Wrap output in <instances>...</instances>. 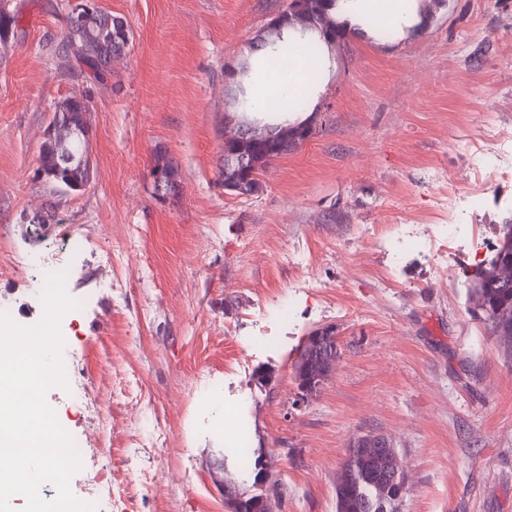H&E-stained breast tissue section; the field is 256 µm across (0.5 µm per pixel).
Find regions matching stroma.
<instances>
[{
	"label": "stroma",
	"mask_w": 512,
	"mask_h": 512,
	"mask_svg": "<svg viewBox=\"0 0 512 512\" xmlns=\"http://www.w3.org/2000/svg\"><path fill=\"white\" fill-rule=\"evenodd\" d=\"M71 0H11L0 41V310L39 321L33 259L70 273L76 309L61 321L99 409L49 390L61 426L85 441L70 487L90 472L126 479L104 512H227L213 474L226 460L255 493L258 453L275 462L280 512H336L348 446L381 435L407 474L401 512H512V347L494 336L471 293L475 243L449 242L441 199L464 193V161L487 127L512 133V0H416L426 26L349 21L325 49L299 112L314 135L270 161L261 189H219L226 120L286 0H100L127 22L130 46L96 78L61 69L52 49ZM245 65L240 84L227 63ZM89 104L93 176L78 192L39 178L37 157L57 101ZM177 165L179 197L155 200L156 149ZM483 202L466 221L498 242L512 224V177L481 173ZM59 223L34 236L47 202ZM374 224L387 233L370 234ZM428 225L448 271L400 245L397 228ZM76 238V251L65 248ZM290 302L289 319L275 308ZM330 326L340 358L301 400L293 364L308 334ZM219 386L221 404L204 407ZM247 457L229 454L234 425ZM158 472L151 495L136 475Z\"/></svg>",
	"instance_id": "stroma-1"
}]
</instances>
